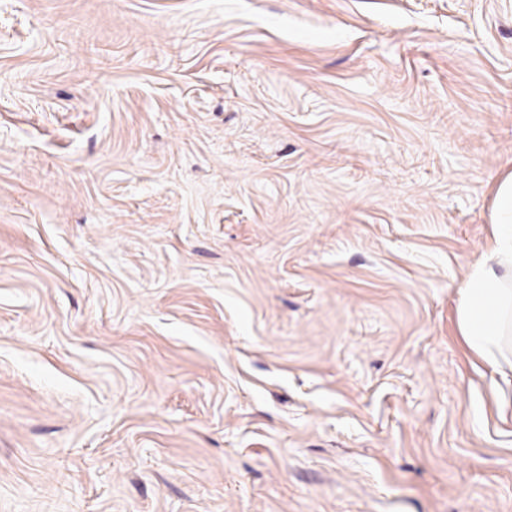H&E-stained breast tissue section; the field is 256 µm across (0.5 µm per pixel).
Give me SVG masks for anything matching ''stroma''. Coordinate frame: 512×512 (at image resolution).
I'll return each instance as SVG.
<instances>
[{
	"label": "stroma",
	"mask_w": 512,
	"mask_h": 512,
	"mask_svg": "<svg viewBox=\"0 0 512 512\" xmlns=\"http://www.w3.org/2000/svg\"><path fill=\"white\" fill-rule=\"evenodd\" d=\"M509 172L512 0H0V512H512ZM490 251L461 288L457 326L466 345L503 379L512 375V172L496 185Z\"/></svg>",
	"instance_id": "1"
}]
</instances>
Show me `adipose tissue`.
I'll return each instance as SVG.
<instances>
[{
	"label": "adipose tissue",
	"instance_id": "ef3b65f1",
	"mask_svg": "<svg viewBox=\"0 0 512 512\" xmlns=\"http://www.w3.org/2000/svg\"><path fill=\"white\" fill-rule=\"evenodd\" d=\"M490 251L459 290L457 326L466 345L501 377L512 376V173L496 186Z\"/></svg>",
	"mask_w": 512,
	"mask_h": 512
}]
</instances>
